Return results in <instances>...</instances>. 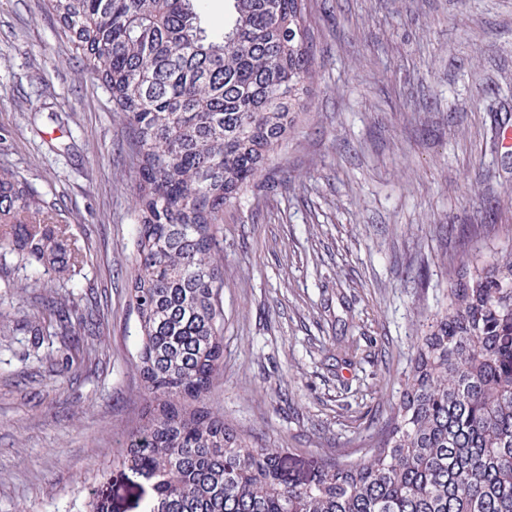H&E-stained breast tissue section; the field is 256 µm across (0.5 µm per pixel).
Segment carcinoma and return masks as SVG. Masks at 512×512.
I'll return each instance as SVG.
<instances>
[{
	"label": "carcinoma",
	"instance_id": "obj_1",
	"mask_svg": "<svg viewBox=\"0 0 512 512\" xmlns=\"http://www.w3.org/2000/svg\"><path fill=\"white\" fill-rule=\"evenodd\" d=\"M76 53L134 132L140 182L129 295L142 335L146 421L122 465L154 480L145 512H512V243L449 269L448 303L422 337L403 400L367 463L288 479L207 405L223 356L224 249L215 225L293 129L313 66L309 0H230L219 34L200 0H52ZM68 287L86 248L0 166L7 256ZM60 297L54 335L72 323ZM84 512H112L95 493Z\"/></svg>",
	"mask_w": 512,
	"mask_h": 512
}]
</instances>
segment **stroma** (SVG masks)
I'll return each instance as SVG.
<instances>
[{
	"label": "stroma",
	"instance_id": "1",
	"mask_svg": "<svg viewBox=\"0 0 512 512\" xmlns=\"http://www.w3.org/2000/svg\"><path fill=\"white\" fill-rule=\"evenodd\" d=\"M314 65L294 134L224 209V358L213 411L280 448L293 478L370 460L448 301V264L512 234V0H311ZM132 133L50 0H0V164L86 245L69 287L97 336L21 321L50 274L0 280V512H142L120 461L144 413L128 287Z\"/></svg>",
	"mask_w": 512,
	"mask_h": 512
}]
</instances>
